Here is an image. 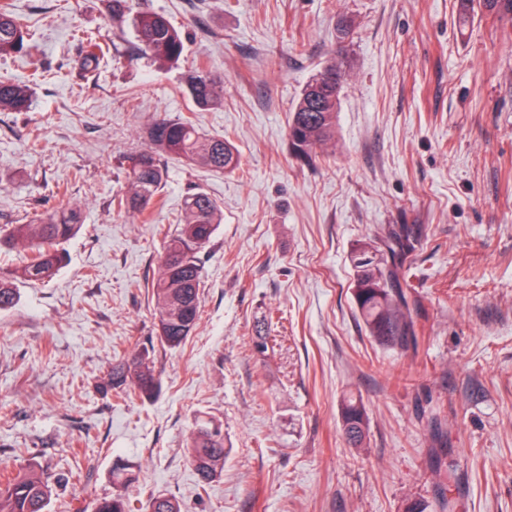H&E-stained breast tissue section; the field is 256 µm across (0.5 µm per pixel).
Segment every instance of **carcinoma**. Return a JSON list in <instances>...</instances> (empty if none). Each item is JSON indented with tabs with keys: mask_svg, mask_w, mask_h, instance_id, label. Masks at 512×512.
Listing matches in <instances>:
<instances>
[{
	"mask_svg": "<svg viewBox=\"0 0 512 512\" xmlns=\"http://www.w3.org/2000/svg\"><path fill=\"white\" fill-rule=\"evenodd\" d=\"M461 13L469 17L483 13L512 20V0H459ZM144 54L159 63H179L184 53V38L163 16L141 12L132 18ZM25 25L5 5L0 6V58L32 49ZM80 51L73 60L86 75L97 69L104 50L99 36L84 33ZM343 74L334 64L327 65L304 87L288 118V140L292 156L311 164L316 150L334 137L336 112ZM185 92L199 109L223 101V88L204 69L196 67L185 77ZM32 88L27 84L0 79V112H26L31 107ZM150 147L130 158L127 192L115 196L112 206L118 211L141 216L156 203L166 178L165 158L175 157L212 172H231L239 165L235 147L219 135L201 132L189 118L158 116L148 127ZM224 221L220 205L207 193L197 190L185 197L175 231L165 233L164 251L151 282V299L157 311V331L161 344L180 348L195 329L200 314L202 268L198 254L211 241ZM82 225L78 204L61 211L38 214L27 224H16L0 235V248H15L28 253L20 267L10 273L0 271V311L16 305V281H45L60 268L62 243ZM412 249L411 232L405 225L388 230L384 249L357 248L351 255L352 290L355 304L370 336L390 349H404L416 341L414 323L401 288L399 264ZM148 355L136 352L112 365L107 386L131 389L142 397L152 396L158 379L147 361ZM343 429L349 444L358 446L365 437L364 407L352 400L342 407ZM188 456L198 481L208 484L224 471L226 451L222 424L203 421L196 425L187 446ZM136 479L133 465L119 457L112 465V481L126 486ZM52 486L46 477L30 470L18 473L0 485V512H47ZM94 512H128L120 493L102 499ZM147 512H183L179 501L157 496L150 499Z\"/></svg>",
	"mask_w": 512,
	"mask_h": 512,
	"instance_id": "cac0c4a2",
	"label": "carcinoma"
}]
</instances>
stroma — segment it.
<instances>
[{"label":"stroma","mask_w":512,"mask_h":512,"mask_svg":"<svg viewBox=\"0 0 512 512\" xmlns=\"http://www.w3.org/2000/svg\"><path fill=\"white\" fill-rule=\"evenodd\" d=\"M8 2L38 49L0 59L33 87L29 111L0 112V228L69 202L83 227L55 276L0 311V474H48V512H91L119 457L136 467L129 512L157 495L185 512H512V20L461 22L458 0H130L183 34V60L162 66L105 0ZM85 31L107 44L89 78L71 64ZM331 60L347 75L336 135L304 166L288 114ZM196 65L223 81L221 104L184 93ZM159 114L223 136L241 165L166 159L165 207L144 224L111 200ZM192 188L224 222L200 255L198 326L170 351L149 285ZM395 224L414 236L405 349L369 336L351 288L352 251ZM143 350L156 394L107 389ZM208 418L227 457L203 488L185 447ZM343 429L349 444L357 447L365 437V410L357 402L349 400L342 407Z\"/></svg>","instance_id":"1"}]
</instances>
